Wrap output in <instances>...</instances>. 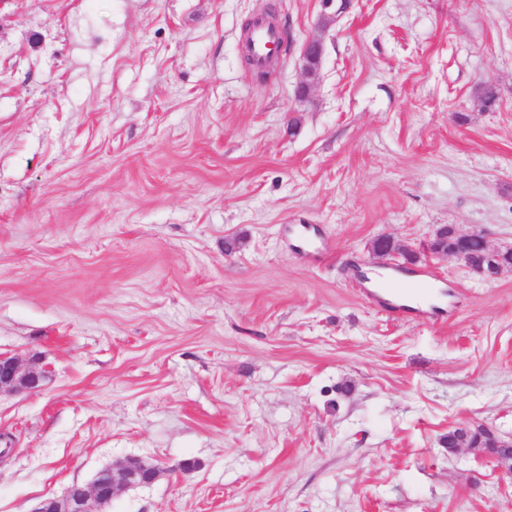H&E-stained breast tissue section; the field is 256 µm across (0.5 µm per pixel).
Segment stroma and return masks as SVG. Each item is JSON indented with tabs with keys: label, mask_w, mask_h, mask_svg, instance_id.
<instances>
[{
	"label": "stroma",
	"mask_w": 512,
	"mask_h": 512,
	"mask_svg": "<svg viewBox=\"0 0 512 512\" xmlns=\"http://www.w3.org/2000/svg\"><path fill=\"white\" fill-rule=\"evenodd\" d=\"M448 224L512 245V0H0V354L48 373L0 396V512L130 456L108 512H512L448 451L512 437V271L422 255L444 309L399 318L353 270ZM278 39V33L267 23L261 20L255 23L251 33L250 42L252 54L258 64H264L267 62L269 48L273 43L278 42ZM280 51L276 55L272 56L268 62H276ZM323 54L324 45L321 40L311 39L304 44L302 53L304 79L299 82L295 89L297 98H305L311 88L318 83Z\"/></svg>",
	"instance_id": "35a3bbf8"
}]
</instances>
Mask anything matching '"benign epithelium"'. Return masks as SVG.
Returning a JSON list of instances; mask_svg holds the SVG:
<instances>
[{
	"instance_id": "1",
	"label": "benign epithelium",
	"mask_w": 512,
	"mask_h": 512,
	"mask_svg": "<svg viewBox=\"0 0 512 512\" xmlns=\"http://www.w3.org/2000/svg\"><path fill=\"white\" fill-rule=\"evenodd\" d=\"M323 54L324 45L321 40L311 39L304 44V79L295 89L297 98L306 97L311 88L318 83ZM445 234L448 235V248L440 252V255L463 262L472 272L487 281L496 280L508 271V268L500 265L499 261L512 255V245L493 247L489 245L488 235L482 230L464 233L455 229L448 233L444 226L436 230L434 239H441ZM473 239H481L486 243L488 259L479 260L472 257L469 243ZM46 378L47 374L44 371L24 368L18 357L0 355V394L39 391ZM488 434L494 441V447L485 452L477 450L475 454L496 461L512 474V439L499 438L491 429L488 430ZM161 473L162 468L151 460L136 456L128 457L95 475L87 485L74 483L59 497H47L37 501L29 512H104L105 505L111 503L115 495L122 491L148 486L154 483Z\"/></svg>"
}]
</instances>
